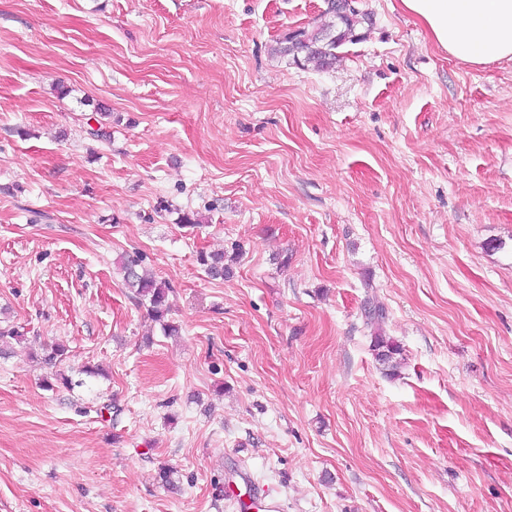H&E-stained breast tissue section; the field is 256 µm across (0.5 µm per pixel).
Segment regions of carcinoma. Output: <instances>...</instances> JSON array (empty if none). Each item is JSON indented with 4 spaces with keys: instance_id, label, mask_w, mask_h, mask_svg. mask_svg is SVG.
<instances>
[{
    "instance_id": "obj_1",
    "label": "carcinoma",
    "mask_w": 512,
    "mask_h": 512,
    "mask_svg": "<svg viewBox=\"0 0 512 512\" xmlns=\"http://www.w3.org/2000/svg\"><path fill=\"white\" fill-rule=\"evenodd\" d=\"M324 4L320 20L311 26L298 28L293 36H284L274 47L275 53L303 67L310 64L318 70L334 68L341 58L340 49L362 39L361 29L369 16L359 9L346 12L337 5V0H324ZM141 263V257L137 254H126L121 258L119 268L124 282L134 290L138 302L148 307L151 317L162 323L164 333L174 334L177 327L166 321L169 314L168 296L172 288L167 281L146 274ZM200 264L212 279L227 278L232 273V265L225 262L222 252L200 254ZM363 315L366 324L374 327L372 351L376 360L385 375H398L403 360L402 348L382 332L381 323L386 317L384 308L367 302L363 306Z\"/></svg>"
}]
</instances>
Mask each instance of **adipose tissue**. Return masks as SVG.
<instances>
[{
	"label": "adipose tissue",
	"mask_w": 512,
	"mask_h": 512,
	"mask_svg": "<svg viewBox=\"0 0 512 512\" xmlns=\"http://www.w3.org/2000/svg\"><path fill=\"white\" fill-rule=\"evenodd\" d=\"M437 45L455 58L482 65L512 60V0H400Z\"/></svg>",
	"instance_id": "1"
}]
</instances>
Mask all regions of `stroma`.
Here are the masks:
<instances>
[{
	"label": "stroma",
	"mask_w": 512,
	"mask_h": 512,
	"mask_svg": "<svg viewBox=\"0 0 512 512\" xmlns=\"http://www.w3.org/2000/svg\"><path fill=\"white\" fill-rule=\"evenodd\" d=\"M359 6L318 71L323 0H0V512H512V61ZM319 21L299 27L294 36L284 35L274 47L275 53L302 67L311 64L317 70H328L340 61V49L359 42L360 30L369 20L368 13L350 10L346 13L336 0H324ZM200 264L207 276L212 279H224L232 273V264L225 262L224 251L200 254ZM141 263V257L137 254H125L121 258L119 268L125 284L134 290L135 298L140 304L147 305L151 317L162 323L165 334L177 333V327L165 321L170 311L168 306V296L172 291L170 284L146 274ZM363 315L366 324L374 327L372 351L376 360L382 366L386 376H397L402 364L403 353L401 346L382 332L380 325L386 317L384 308L379 305H373L371 302H366L363 306Z\"/></svg>",
	"instance_id": "35a3bbf8"
}]
</instances>
